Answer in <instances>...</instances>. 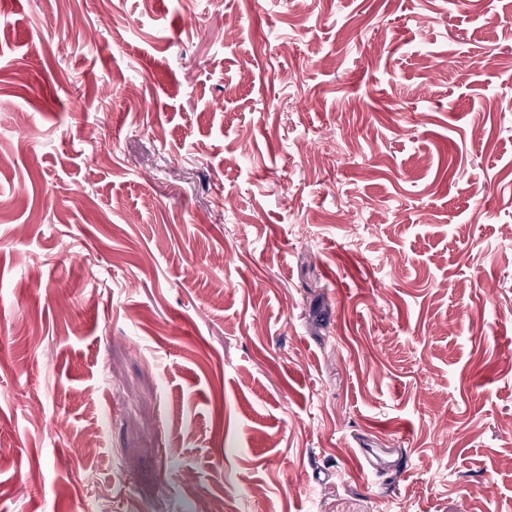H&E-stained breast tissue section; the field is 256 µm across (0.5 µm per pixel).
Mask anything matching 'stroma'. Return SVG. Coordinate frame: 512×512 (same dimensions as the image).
Segmentation results:
<instances>
[{
  "instance_id": "35a3bbf8",
  "label": "stroma",
  "mask_w": 512,
  "mask_h": 512,
  "mask_svg": "<svg viewBox=\"0 0 512 512\" xmlns=\"http://www.w3.org/2000/svg\"><path fill=\"white\" fill-rule=\"evenodd\" d=\"M88 470L512 512V0H0V512Z\"/></svg>"
}]
</instances>
